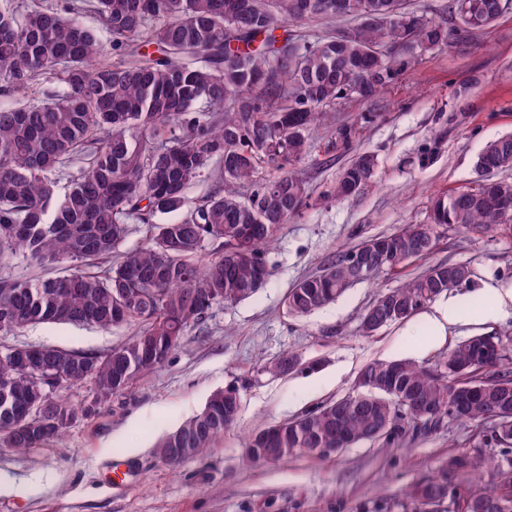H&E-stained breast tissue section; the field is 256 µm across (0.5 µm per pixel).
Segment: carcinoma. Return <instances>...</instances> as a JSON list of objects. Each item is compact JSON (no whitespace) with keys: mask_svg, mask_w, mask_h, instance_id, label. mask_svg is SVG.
Listing matches in <instances>:
<instances>
[{"mask_svg":"<svg viewBox=\"0 0 512 512\" xmlns=\"http://www.w3.org/2000/svg\"><path fill=\"white\" fill-rule=\"evenodd\" d=\"M508 0H448L437 21L406 0H65L19 15L0 7V80L4 92L26 99L37 77L54 76L51 100L0 108V267L21 256L35 265L68 263L43 279L0 278V335L37 323L134 326L127 342L104 355L20 345L0 351V445L15 451L60 439L76 421L165 364L187 332L216 306L251 297L268 277L264 251L281 224L308 198L295 168L310 151V132L331 125L336 104L373 102L422 55L450 40L467 41L495 24ZM93 12L112 34L105 46L76 16ZM354 19L357 25L321 33L291 29ZM113 53L116 61L105 57ZM76 155L89 165L63 194L55 173ZM374 155L348 165L336 197L358 193L370 180ZM483 179L431 199L432 223L404 224L389 236L390 271L426 256L408 247L438 228L485 229L512 206V134L486 143L476 160ZM214 188L182 212L185 190L204 173ZM177 222L154 224L160 214ZM148 225L143 246L126 250L130 225ZM234 242L230 253L204 256L205 244ZM348 252L288 294L294 315L310 314L360 282ZM471 281L468 264H437L379 293L359 332L408 319L443 294L438 278ZM508 348L483 370L474 338L427 366L414 360L373 361L363 369L395 393L342 409L331 402L272 428L274 455H331L336 435L361 441L388 423L391 445L437 430L455 419L474 427L472 444L417 478L398 503L413 512L423 499L452 494L460 512H498L512 494V446L483 436V421L512 407V335ZM468 367L481 393L454 408L455 376ZM94 384L93 399L73 404L58 391ZM240 394L215 391L201 412L157 444L175 467L202 456L237 421ZM270 428L247 437L244 462H261L252 448Z\"/></svg>","mask_w":512,"mask_h":512,"instance_id":"cac0c4a2","label":"carcinoma"}]
</instances>
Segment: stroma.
<instances>
[{"instance_id": "35a3bbf8", "label": "stroma", "mask_w": 512, "mask_h": 512, "mask_svg": "<svg viewBox=\"0 0 512 512\" xmlns=\"http://www.w3.org/2000/svg\"><path fill=\"white\" fill-rule=\"evenodd\" d=\"M344 124L353 129L346 141L338 134ZM508 133L512 9L474 39L426 52L376 102L337 105L334 126L312 132L311 152L297 165L309 198L267 248V281L250 298L214 308L164 366L73 424L61 441L26 452L0 447V512H399L406 486L466 447L470 427L447 422L391 449L361 441L326 458L252 466L242 461L244 440L348 394L372 361L431 363L468 337L512 332V306L493 308L482 291L486 284L512 289V226L502 224L441 229L432 253L406 268L412 276L441 263L473 268L469 285L448 291L461 321L447 335L435 334L429 305L377 335H359L364 310L402 281L388 271L310 314L286 307L289 291L337 252L429 223L431 197L471 185L485 143ZM365 152L376 158L368 184L345 199L331 196L342 169ZM135 333L38 324L0 336V347L104 354ZM288 353L299 368L270 371ZM227 387L238 389L241 412L216 447L176 468L159 459L156 441Z\"/></svg>"}]
</instances>
